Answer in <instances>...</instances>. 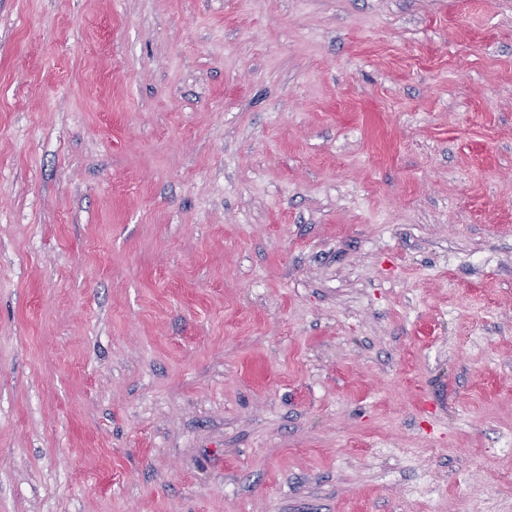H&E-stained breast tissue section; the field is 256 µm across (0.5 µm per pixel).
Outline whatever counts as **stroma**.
<instances>
[{
    "label": "stroma",
    "instance_id": "35a3bbf8",
    "mask_svg": "<svg viewBox=\"0 0 512 512\" xmlns=\"http://www.w3.org/2000/svg\"><path fill=\"white\" fill-rule=\"evenodd\" d=\"M0 512H512V0H0Z\"/></svg>",
    "mask_w": 512,
    "mask_h": 512
}]
</instances>
